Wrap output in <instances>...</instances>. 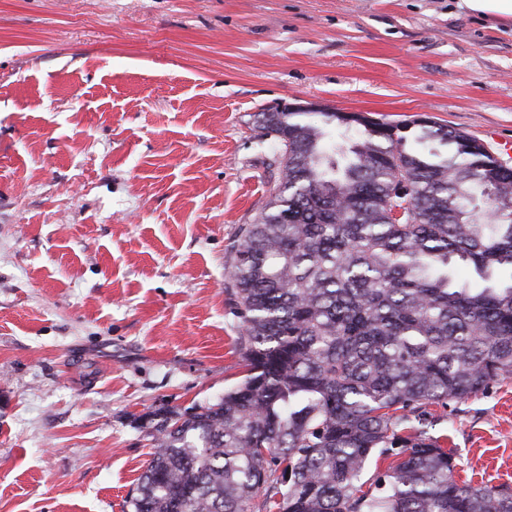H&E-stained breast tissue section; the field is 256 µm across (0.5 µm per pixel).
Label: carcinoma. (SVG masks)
Wrapping results in <instances>:
<instances>
[{
    "label": "carcinoma",
    "mask_w": 512,
    "mask_h": 512,
    "mask_svg": "<svg viewBox=\"0 0 512 512\" xmlns=\"http://www.w3.org/2000/svg\"><path fill=\"white\" fill-rule=\"evenodd\" d=\"M262 112L281 178L240 228L227 289L246 374L214 402L134 418L152 440L131 512H512L455 479L432 406L512 377V169L467 134ZM474 282L453 283L450 264ZM389 459L363 490L372 456Z\"/></svg>",
    "instance_id": "carcinoma-1"
}]
</instances>
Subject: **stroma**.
Listing matches in <instances>:
<instances>
[{
    "mask_svg": "<svg viewBox=\"0 0 512 512\" xmlns=\"http://www.w3.org/2000/svg\"><path fill=\"white\" fill-rule=\"evenodd\" d=\"M421 121L512 168V24L460 0H0V512H125L134 419L244 376L225 289L280 178L255 115ZM512 486V377L433 410Z\"/></svg>",
    "mask_w": 512,
    "mask_h": 512,
    "instance_id": "stroma-1",
    "label": "stroma"
}]
</instances>
